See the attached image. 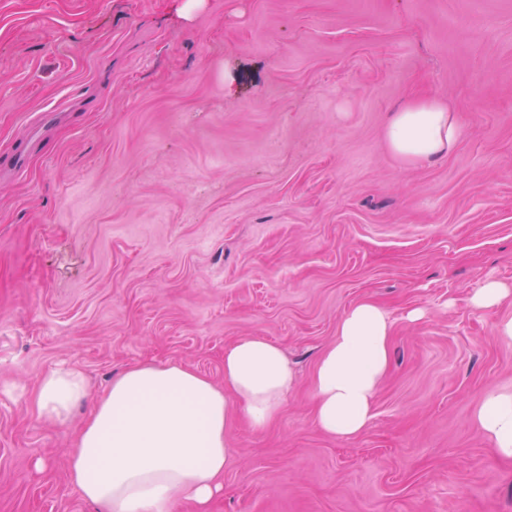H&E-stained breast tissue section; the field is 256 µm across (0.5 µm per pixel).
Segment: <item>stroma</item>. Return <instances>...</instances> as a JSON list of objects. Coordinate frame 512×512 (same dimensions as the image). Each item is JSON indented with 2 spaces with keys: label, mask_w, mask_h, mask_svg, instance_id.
<instances>
[{
  "label": "stroma",
  "mask_w": 512,
  "mask_h": 512,
  "mask_svg": "<svg viewBox=\"0 0 512 512\" xmlns=\"http://www.w3.org/2000/svg\"><path fill=\"white\" fill-rule=\"evenodd\" d=\"M0 0V512H101L66 475L113 378L181 363L224 382L261 336L296 382L227 431L211 512H512L474 416L512 389V0ZM419 94L448 156L391 152ZM370 299L392 323L375 417L315 424L313 373ZM424 310L409 321L407 314ZM69 365L90 399L41 418ZM452 112L449 102L433 95L411 99L388 125L386 138L392 152L411 163L447 155L462 133ZM506 301H512V289L496 281L486 282L471 298L477 309L499 307ZM88 396L83 374L72 367L60 366L45 373L38 382L36 406L40 416L64 420L71 409Z\"/></svg>",
  "instance_id": "35a3bbf8"
}]
</instances>
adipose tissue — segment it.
I'll list each match as a JSON object with an SVG mask.
<instances>
[{
	"label": "adipose tissue",
	"mask_w": 512,
	"mask_h": 512,
	"mask_svg": "<svg viewBox=\"0 0 512 512\" xmlns=\"http://www.w3.org/2000/svg\"><path fill=\"white\" fill-rule=\"evenodd\" d=\"M453 108L436 96L416 97L395 112L386 138L392 152L417 163L447 155L461 136ZM391 323L370 300L340 319L313 382L315 420L333 438L362 434L390 359ZM295 375L283 352L261 336L224 349V384L178 363L138 364L115 378L85 422L68 466L81 496L103 512H172L191 502L210 512L232 454L226 431L234 415L257 429L278 414ZM88 395L83 374L60 366L38 382L36 406L66 419ZM477 422L496 455L512 461V391L489 394Z\"/></svg>",
	"instance_id": "adipose-tissue-1"
}]
</instances>
